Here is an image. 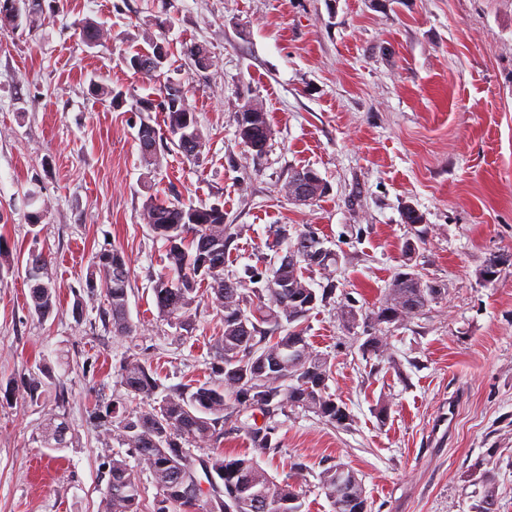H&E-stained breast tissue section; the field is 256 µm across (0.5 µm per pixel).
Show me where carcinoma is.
I'll list each match as a JSON object with an SVG mask.
<instances>
[{"label":"carcinoma","instance_id":"1","mask_svg":"<svg viewBox=\"0 0 512 512\" xmlns=\"http://www.w3.org/2000/svg\"><path fill=\"white\" fill-rule=\"evenodd\" d=\"M24 20L32 28L42 25L40 0H27ZM84 41L102 42L108 31L88 20L81 30ZM149 53L126 57L128 66L141 78H160L162 70L149 65ZM178 103L172 109L163 100L159 107L166 114L172 143L188 159L197 158L204 136L196 113L188 103L187 91L171 97ZM236 135L248 149L253 161L265 155L273 136V128L264 112L240 109L234 115ZM141 126L149 136L139 139L140 152L148 163L158 160V133L147 121ZM293 191H302L310 199L319 198L325 184L312 168L291 171L286 180ZM144 223L165 242L166 272L153 286L158 312L163 319L188 328L192 324L193 307L198 286L207 282L217 311L224 324L223 335L213 344L211 370L219 376L215 384L179 386L153 403L157 383L154 372L139 357L125 358L121 377L131 400L142 405L128 408L115 402L106 409L112 418L109 435L132 448L140 467L148 471L156 487L153 512H211L210 501L222 498L231 502L232 512H303L302 493L297 484L278 482L254 459L219 450L224 437V417L241 410H253L272 416L285 409L311 412L321 420L336 425V399L326 391L331 375L328 356L312 348L308 342V315L317 303H327L336 292L335 272L339 260L336 252L322 254L321 269L308 259L305 242L316 235L304 230L292 237L281 230L276 245L288 244L279 260L266 267L250 266L243 275L224 274L226 253L234 240L231 225L224 223V209L219 206H195L178 199L148 197L141 211ZM416 256L404 254L403 263L393 276L395 304L393 308L412 319L423 314L446 295L448 289L438 282L425 280L414 264ZM47 258L31 251L26 259L32 309L44 318L51 314L55 294L51 283L43 280ZM318 272L326 283L321 291L310 292L306 273ZM103 288L112 330L129 336L134 326L129 314L128 287L130 266L118 248L98 254L87 287ZM388 297L364 315L366 327L384 331L392 322L380 319L391 308ZM65 425L49 423L43 434L46 447H59ZM274 430L256 427L250 432L253 447L262 453L278 448ZM193 448H208L203 456H194ZM202 461L213 471L221 472L220 484L207 494H196V463ZM104 495L105 512H140L141 486L137 474L122 458H112ZM485 492L477 512H496L493 479L483 476ZM319 487L331 500L333 512H368L364 488L356 474L334 465L319 473Z\"/></svg>","mask_w":512,"mask_h":512}]
</instances>
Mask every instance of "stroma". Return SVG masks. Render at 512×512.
Here are the masks:
<instances>
[{"label":"stroma","mask_w":512,"mask_h":512,"mask_svg":"<svg viewBox=\"0 0 512 512\" xmlns=\"http://www.w3.org/2000/svg\"><path fill=\"white\" fill-rule=\"evenodd\" d=\"M43 18L36 29L0 24V512H104L112 459L137 464L104 439L106 406L126 396L125 356L149 364L164 390L216 380L223 323L208 288L191 328L156 307L163 242L140 216L151 194L223 207L241 230L228 273L269 262L282 228L313 230L341 257L335 302L310 312L308 337L352 425L244 411L224 425L225 452L280 482L304 464L303 512H332L318 475L335 464L361 479L370 512H476L485 474L497 512H512V0H43ZM86 20L110 40L87 44ZM161 35L163 78L186 87L206 145L196 160L161 149L151 168L136 103L158 93L124 58ZM194 43L209 69L183 56ZM94 80L121 103L93 94ZM248 102L274 130L257 163L234 122ZM301 167L320 174L324 196L282 194ZM409 204L428 228L418 268L447 293L389 328L391 359L376 365L360 350L364 328H344L337 307L367 313L383 299L414 236ZM113 247L130 260V336L113 334L103 289L85 285ZM32 250L50 260L56 307L45 318L30 309ZM54 413L67 427L56 451L40 442ZM264 425L279 446L260 453L249 434Z\"/></svg>","instance_id":"35a3bbf8"}]
</instances>
